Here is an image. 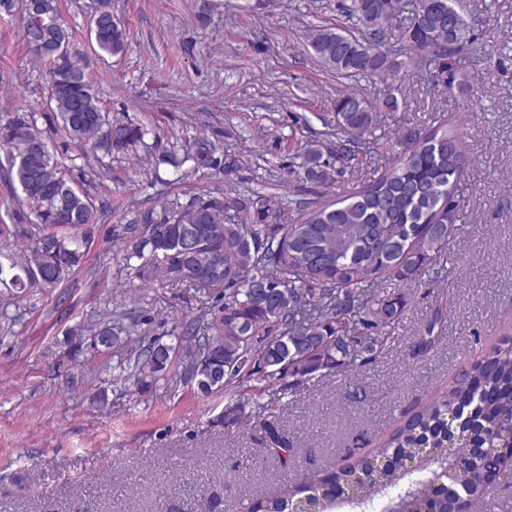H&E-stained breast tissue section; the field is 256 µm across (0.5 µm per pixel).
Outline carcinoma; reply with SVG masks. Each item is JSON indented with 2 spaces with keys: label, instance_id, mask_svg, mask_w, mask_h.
I'll return each mask as SVG.
<instances>
[{
  "label": "carcinoma",
  "instance_id": "1",
  "mask_svg": "<svg viewBox=\"0 0 512 512\" xmlns=\"http://www.w3.org/2000/svg\"><path fill=\"white\" fill-rule=\"evenodd\" d=\"M21 0L23 39L35 44V55L50 63L54 107L51 127L64 132L50 144L35 114H18L0 126V147L7 151L4 183L19 186L40 233L22 257L11 262L16 288L39 284L54 289L85 261L79 231L95 223L89 196L73 177L62 172L54 151L91 146L102 152L96 165L80 173L86 182L101 181L112 171V153L142 145L151 158L156 180L160 168L179 172L212 169L226 173L224 155L198 135L182 153L149 146L148 130L112 123L102 112L78 53L60 23L58 0ZM91 36L112 56L124 52L127 35L112 11V0H90ZM345 12L361 37L333 27H315L307 34L308 51L326 68L349 77L404 75L417 60L434 66L451 88L454 61L476 37L458 0H350ZM391 37L405 49L406 59L381 50ZM399 108L390 94L373 103L359 91H345L334 103L336 148L316 141L302 161L284 165L282 183L327 185L340 170L370 153V138L384 118ZM468 155L459 124L437 120L409 129L397 149L386 155L373 178L358 184L346 198L300 204L297 224H280L282 203L276 196L261 204L244 195L204 194L182 202L166 196L161 211L144 214L127 230L133 242L127 267L142 288L195 287L207 291L210 303L200 316L175 326V343L151 340L132 346L131 335L152 322L151 309L135 317L107 309L70 330V342L87 344L123 357L115 383L132 395H144L168 379L174 358L181 378L207 395L224 392L219 422L226 429L250 424L246 408L257 396L270 393L260 422L270 454L283 465L292 460V446L276 421L275 400L313 385L332 373L348 374L357 385L359 373L386 349L407 301L397 290L419 285L429 266L457 231L461 203L459 186ZM181 238L194 248L190 272L180 271L169 242ZM437 308L427 335L413 353L430 351L431 336L442 320ZM483 452L475 454L474 449ZM512 448V338L477 362L462 379L408 417L373 453L344 465L309 474L263 499H247L244 512H292L298 499L313 512H330L343 496L354 507H381L384 512H476L484 490L470 472L499 484L496 457ZM455 472V495L437 490L423 497L420 481H437Z\"/></svg>",
  "mask_w": 512,
  "mask_h": 512
}]
</instances>
